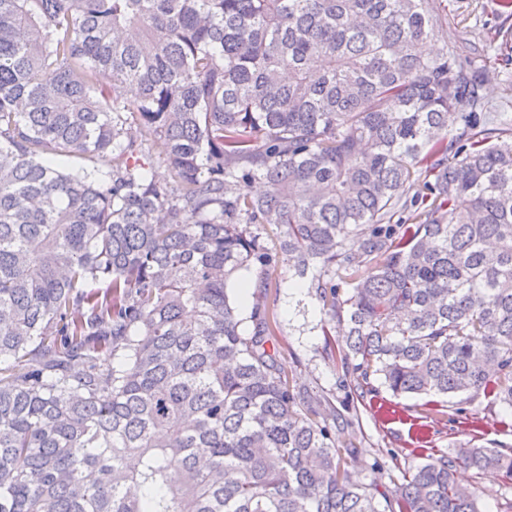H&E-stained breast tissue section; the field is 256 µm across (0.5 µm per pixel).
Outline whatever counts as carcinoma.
I'll return each instance as SVG.
<instances>
[{
	"label": "carcinoma",
	"mask_w": 512,
	"mask_h": 512,
	"mask_svg": "<svg viewBox=\"0 0 512 512\" xmlns=\"http://www.w3.org/2000/svg\"><path fill=\"white\" fill-rule=\"evenodd\" d=\"M439 8L0 0V512H483L456 466L512 484L469 442L354 483L279 360L286 275L345 386L512 409V120L420 52Z\"/></svg>",
	"instance_id": "1"
}]
</instances>
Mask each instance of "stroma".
<instances>
[{"mask_svg":"<svg viewBox=\"0 0 512 512\" xmlns=\"http://www.w3.org/2000/svg\"><path fill=\"white\" fill-rule=\"evenodd\" d=\"M448 18L440 23L428 51L453 43L461 59L481 70V95L488 111L512 113V65L495 64L504 42L512 43V17L501 13L498 0H449ZM276 315L279 322V358L291 367L298 385L327 397L345 420L333 432L337 445L355 442L357 457L347 468L360 483L389 485L401 480L406 468L423 463L416 445L452 452L469 441L488 448L512 447V414L490 406L487 398L465 394L450 398L447 406L425 405L423 398L393 397L386 388L365 398L340 387L343 371L338 356L325 345L321 303L307 290L279 282ZM381 469H373V462Z\"/></svg>","mask_w":512,"mask_h":512,"instance_id":"obj_1","label":"stroma"}]
</instances>
